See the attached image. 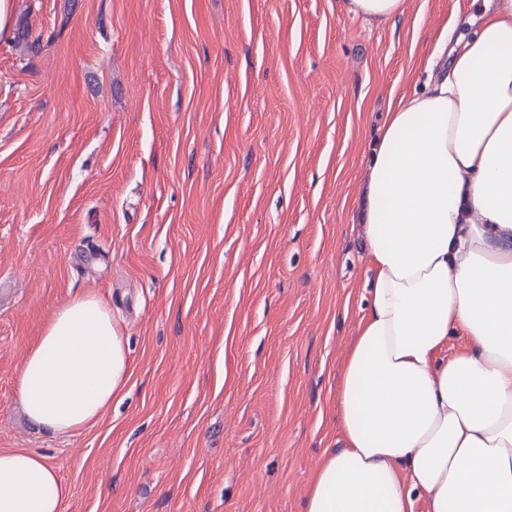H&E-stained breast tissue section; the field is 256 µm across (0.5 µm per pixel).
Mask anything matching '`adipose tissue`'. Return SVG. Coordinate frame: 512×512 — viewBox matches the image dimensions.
Segmentation results:
<instances>
[{
  "instance_id": "ef3b65f1",
  "label": "adipose tissue",
  "mask_w": 512,
  "mask_h": 512,
  "mask_svg": "<svg viewBox=\"0 0 512 512\" xmlns=\"http://www.w3.org/2000/svg\"><path fill=\"white\" fill-rule=\"evenodd\" d=\"M449 55L443 79L386 113L370 157L369 297L305 512H512V0H486ZM130 375L111 304L87 294L26 350L17 396L69 436ZM67 497L47 457L0 451V512H63Z\"/></svg>"
}]
</instances>
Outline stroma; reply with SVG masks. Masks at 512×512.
I'll use <instances>...</instances> for the list:
<instances>
[{
  "label": "stroma",
  "mask_w": 512,
  "mask_h": 512,
  "mask_svg": "<svg viewBox=\"0 0 512 512\" xmlns=\"http://www.w3.org/2000/svg\"><path fill=\"white\" fill-rule=\"evenodd\" d=\"M0 38V450L56 463L64 512H303L368 297L358 201L385 112L443 73L476 0H13ZM93 292L124 400L69 437L18 368ZM342 8L353 16L378 24L393 20L403 13L404 0H341Z\"/></svg>",
  "instance_id": "1"
}]
</instances>
